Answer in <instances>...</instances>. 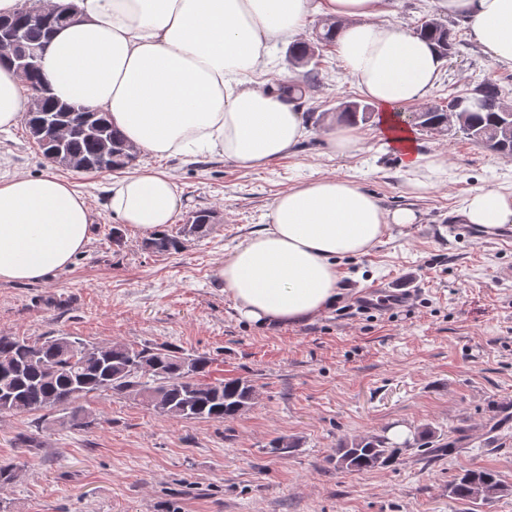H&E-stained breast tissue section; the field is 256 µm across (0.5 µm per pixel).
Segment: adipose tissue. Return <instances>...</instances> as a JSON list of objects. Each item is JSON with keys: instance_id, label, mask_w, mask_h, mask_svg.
<instances>
[{"instance_id": "ef3b65f1", "label": "adipose tissue", "mask_w": 512, "mask_h": 512, "mask_svg": "<svg viewBox=\"0 0 512 512\" xmlns=\"http://www.w3.org/2000/svg\"><path fill=\"white\" fill-rule=\"evenodd\" d=\"M76 18L58 29L42 61L59 102L109 113L127 144L153 157L218 155L242 170L268 165L305 135L295 102L259 76L272 49L295 44L311 15L342 20L336 52L422 191L416 150L397 115L420 104L443 61L430 44L386 23L391 0H62ZM465 17L492 59L512 66V0H436ZM30 100L0 61V130L17 125ZM107 206L129 229L152 235L182 208L165 173L137 170L113 181ZM464 223H512V194L479 189ZM412 210L386 212L353 181L322 177L280 193L267 227L241 242L217 276L242 317L270 325L304 322L334 305L339 259L365 253ZM93 212L71 182L52 173L0 177V284L45 281L91 240Z\"/></svg>"}]
</instances>
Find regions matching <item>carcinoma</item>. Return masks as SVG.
I'll list each match as a JSON object with an SVG mask.
<instances>
[{
    "instance_id": "obj_1",
    "label": "carcinoma",
    "mask_w": 512,
    "mask_h": 512,
    "mask_svg": "<svg viewBox=\"0 0 512 512\" xmlns=\"http://www.w3.org/2000/svg\"><path fill=\"white\" fill-rule=\"evenodd\" d=\"M11 26L22 31L27 42L51 39L66 24L55 16L25 6L12 18ZM341 24L332 21L315 34L311 42L288 49V62L305 67L304 84L318 82L320 49L336 42ZM416 34L429 40L441 58L455 52L456 35L440 17L427 15L420 20ZM373 108L367 103L344 102L339 119L351 124L367 123ZM418 125L427 130H447L470 141L492 146L504 156H512V104L504 101L495 81L483 80L464 96L448 100L443 112L420 111ZM30 139L44 158L83 171L122 169L136 159L120 133L103 112H75L73 107L43 96L24 117ZM53 125L60 137L47 139L41 134ZM212 223L208 211H199L184 225L180 234H157L145 243L155 253H172L183 248L182 238L205 233ZM212 361L204 354H187L175 348L115 341L98 344L69 336H44L27 341L0 335V413L29 414L44 410H68L78 425L91 424L90 414L79 405L90 393L109 391L131 398L160 415L185 420L224 421L248 411L256 398L255 386L248 380H207ZM413 445L428 454L452 452L454 446L424 425L414 433ZM399 450L386 436L348 438L336 448V468L364 471L389 466ZM26 462L0 465V484L16 480ZM508 491L500 476L489 469H463L448 485V495L458 501H489Z\"/></svg>"
}]
</instances>
